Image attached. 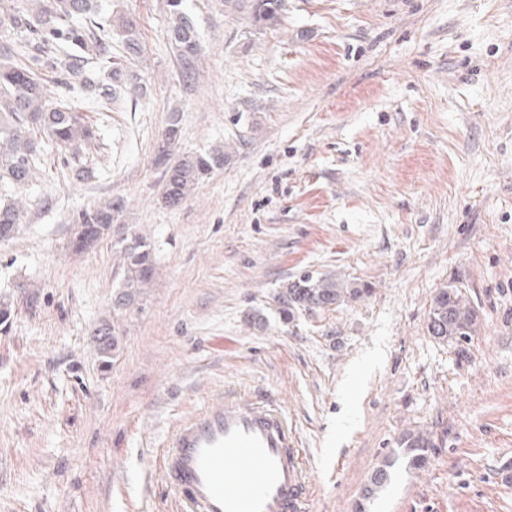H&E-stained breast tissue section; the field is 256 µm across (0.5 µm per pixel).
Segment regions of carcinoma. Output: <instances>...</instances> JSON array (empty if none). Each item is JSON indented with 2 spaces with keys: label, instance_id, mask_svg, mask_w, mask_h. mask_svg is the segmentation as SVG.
<instances>
[{
  "label": "carcinoma",
  "instance_id": "obj_1",
  "mask_svg": "<svg viewBox=\"0 0 512 512\" xmlns=\"http://www.w3.org/2000/svg\"><path fill=\"white\" fill-rule=\"evenodd\" d=\"M186 0H167L169 20L167 40L181 63L184 85L193 84L196 60L202 39ZM260 8L251 16L255 29L266 31L281 24L283 0H259ZM122 37L124 58L112 55L108 28ZM142 51L136 23L121 16L107 20L100 16L94 0H0V241L17 235L23 211L11 199L14 188L32 182L39 157L46 145L64 149V165L83 177V147L100 136L96 129L81 122L71 96L85 89L97 97V106L107 107L120 91L138 93L143 89L140 74L129 61ZM54 74L63 90L59 99L48 96L41 81L42 72ZM181 116L170 113L163 141L158 144L157 161L164 169L161 201L176 207L196 191L213 171L224 167L231 151L213 149L187 153L168 163L172 144L180 139ZM127 206L121 198L83 208L73 216L69 245L73 250L97 242L114 224L125 219ZM124 274L112 304L128 309L139 302L144 289L156 275V262L150 243L134 234L122 242ZM369 292L366 286L334 274L315 276L304 273L283 282L277 292L278 312L290 324L302 312L327 309L347 300H357ZM479 325L477 310L461 289L445 286L434 295L428 315L431 336L459 350L471 342ZM100 356L107 360L117 345L112 327L105 323L94 330ZM404 454L413 466L425 462L430 439L422 433H408L401 440ZM394 460L389 458L371 475L366 495L378 493L390 479Z\"/></svg>",
  "mask_w": 512,
  "mask_h": 512
}]
</instances>
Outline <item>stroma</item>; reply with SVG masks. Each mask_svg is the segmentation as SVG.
<instances>
[{
    "mask_svg": "<svg viewBox=\"0 0 512 512\" xmlns=\"http://www.w3.org/2000/svg\"><path fill=\"white\" fill-rule=\"evenodd\" d=\"M101 3L135 19L147 92L107 112L81 94L101 135L92 178L49 148L16 193L25 224L0 242V512H181L157 451L217 392L287 414L306 512H512V0H286L261 32L231 0H190L204 49L189 89L167 0ZM175 110L176 154L234 155L167 207L156 146ZM113 197L126 223L72 252L74 212ZM130 229L157 273L118 310ZM305 272L369 292L284 324L278 287ZM446 285L479 313L462 352L427 331ZM105 322L107 363L91 336ZM422 430L416 469L399 441Z\"/></svg>",
    "mask_w": 512,
    "mask_h": 512,
    "instance_id": "stroma-1",
    "label": "stroma"
}]
</instances>
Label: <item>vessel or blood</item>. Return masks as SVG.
<instances>
[{
    "instance_id": "vessel-or-blood-1",
    "label": "vessel or blood",
    "mask_w": 512,
    "mask_h": 512,
    "mask_svg": "<svg viewBox=\"0 0 512 512\" xmlns=\"http://www.w3.org/2000/svg\"><path fill=\"white\" fill-rule=\"evenodd\" d=\"M183 512H300L308 480L285 414L260 400L212 397L160 454Z\"/></svg>"
}]
</instances>
